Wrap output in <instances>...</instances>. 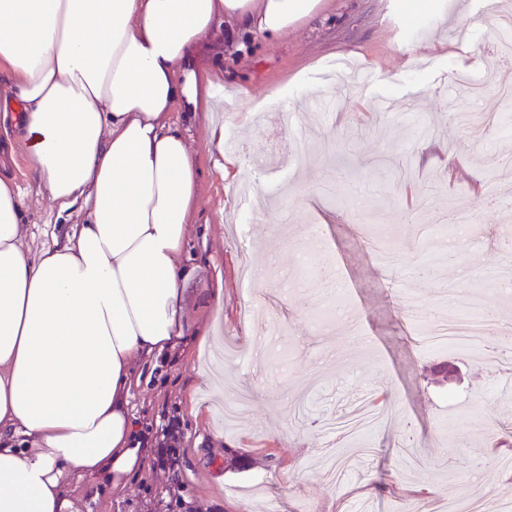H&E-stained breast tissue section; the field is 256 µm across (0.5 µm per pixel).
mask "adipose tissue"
Instances as JSON below:
<instances>
[{"instance_id": "ef3b65f1", "label": "adipose tissue", "mask_w": 512, "mask_h": 512, "mask_svg": "<svg viewBox=\"0 0 512 512\" xmlns=\"http://www.w3.org/2000/svg\"><path fill=\"white\" fill-rule=\"evenodd\" d=\"M324 0H0V102L30 182L0 177V512H70L69 480L122 487L147 451L133 363L187 335L180 257L199 171L176 108L220 86L216 30L274 38ZM79 211L29 252L27 193Z\"/></svg>"}]
</instances>
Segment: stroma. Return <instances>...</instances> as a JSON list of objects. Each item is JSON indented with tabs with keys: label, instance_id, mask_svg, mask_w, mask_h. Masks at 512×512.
<instances>
[{
	"label": "stroma",
	"instance_id": "obj_1",
	"mask_svg": "<svg viewBox=\"0 0 512 512\" xmlns=\"http://www.w3.org/2000/svg\"><path fill=\"white\" fill-rule=\"evenodd\" d=\"M434 0L409 28H395L397 0H326L287 35L211 39L205 67L224 81V132L242 146V173L268 203L246 235L249 211L225 179L226 156L210 140L205 113L173 122L188 128L200 191L183 260L195 269L185 288L189 337L172 351L138 358L131 389L145 441L168 419L180 424L174 471L146 465L122 489L71 482L75 512H441L446 502H512V357L498 363L457 348L423 350V315L468 307L480 295L495 315L489 335L512 322V298L482 292L471 265L503 263L512 225L499 192L512 195V129L473 138L450 101L462 51L494 49V25L454 36L481 0ZM371 69V85L334 80L341 63ZM343 175L330 190L321 177ZM478 208L475 232L456 254L440 213ZM322 224L333 259L349 274L347 324L315 333L310 316L320 276L300 273L292 249ZM64 234L55 205L26 199L25 243L40 249L45 225ZM221 320L218 335L199 332ZM450 362L456 380L435 382ZM377 410L368 435L347 418ZM453 429H445V422ZM249 465L230 469L226 450Z\"/></svg>",
	"mask_w": 512,
	"mask_h": 512
}]
</instances>
